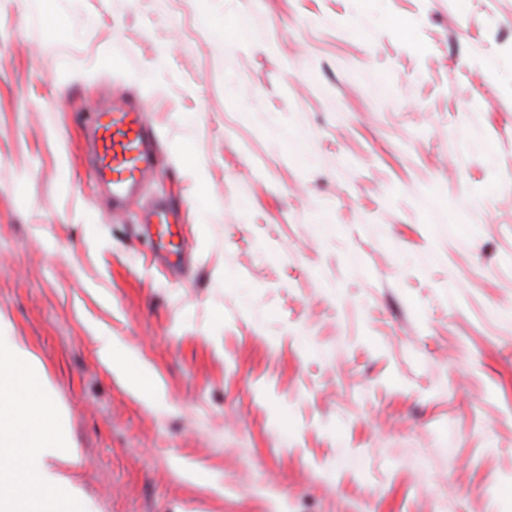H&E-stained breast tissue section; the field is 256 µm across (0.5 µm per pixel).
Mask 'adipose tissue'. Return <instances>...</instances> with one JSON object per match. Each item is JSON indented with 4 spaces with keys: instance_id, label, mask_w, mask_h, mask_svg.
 I'll list each match as a JSON object with an SVG mask.
<instances>
[{
    "instance_id": "1",
    "label": "adipose tissue",
    "mask_w": 512,
    "mask_h": 512,
    "mask_svg": "<svg viewBox=\"0 0 512 512\" xmlns=\"http://www.w3.org/2000/svg\"><path fill=\"white\" fill-rule=\"evenodd\" d=\"M34 353L0 339V512H92L71 483L83 455Z\"/></svg>"
}]
</instances>
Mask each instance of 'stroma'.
Listing matches in <instances>:
<instances>
[{
	"mask_svg": "<svg viewBox=\"0 0 512 512\" xmlns=\"http://www.w3.org/2000/svg\"><path fill=\"white\" fill-rule=\"evenodd\" d=\"M127 92L159 158L116 215ZM0 334L96 512H512V0H0ZM156 160L151 125L142 106L114 96L112 103L95 112L91 175L105 190L113 214L122 211L126 200L143 186ZM181 221V214L174 203L152 207L142 220L145 231L155 238L158 249L168 254L179 255L181 246L174 241V228ZM99 360L111 371L122 376L134 390L144 388L142 371L133 366V359L124 355L112 342L111 337H102L97 348ZM133 368H135L133 370Z\"/></svg>",
	"mask_w": 512,
	"mask_h": 512,
	"instance_id": "stroma-1",
	"label": "stroma"
}]
</instances>
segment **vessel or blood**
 Returning a JSON list of instances; mask_svg holds the SVG:
<instances>
[{"label":"vessel or blood","mask_w":512,"mask_h":512,"mask_svg":"<svg viewBox=\"0 0 512 512\" xmlns=\"http://www.w3.org/2000/svg\"><path fill=\"white\" fill-rule=\"evenodd\" d=\"M151 125L142 106L117 96L95 114L91 139V175L102 187L113 212L143 186L156 164ZM181 221L175 204L152 207L143 219L145 231L155 238L159 250L177 255L181 246L174 229Z\"/></svg>","instance_id":"1"}]
</instances>
